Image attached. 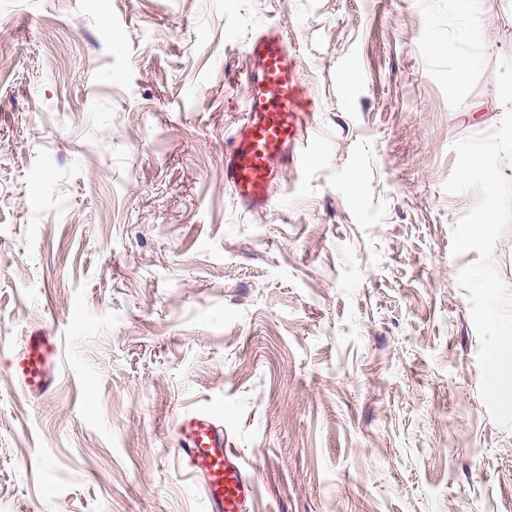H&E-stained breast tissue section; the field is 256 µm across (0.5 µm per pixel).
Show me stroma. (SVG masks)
Returning <instances> with one entry per match:
<instances>
[{
	"mask_svg": "<svg viewBox=\"0 0 512 512\" xmlns=\"http://www.w3.org/2000/svg\"><path fill=\"white\" fill-rule=\"evenodd\" d=\"M474 4L468 43L453 0H0V512H203L173 433L199 407L254 512H512L458 284L478 254L451 253L479 194L443 190L512 100V0ZM269 25L320 147L257 214L224 147ZM31 328L49 395L11 367Z\"/></svg>",
	"mask_w": 512,
	"mask_h": 512,
	"instance_id": "35a3bbf8",
	"label": "stroma"
}]
</instances>
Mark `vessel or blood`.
I'll return each mask as SVG.
<instances>
[{
    "mask_svg": "<svg viewBox=\"0 0 512 512\" xmlns=\"http://www.w3.org/2000/svg\"><path fill=\"white\" fill-rule=\"evenodd\" d=\"M244 112L224 149V184L234 202L259 213L273 199L281 174L296 168L316 144L314 102L285 36L270 28L243 47ZM55 337L31 331L13 367L23 390L42 395L53 389ZM177 452L191 474L204 480L203 512H251L256 481L222 423L200 409L174 424Z\"/></svg>",
    "mask_w": 512,
    "mask_h": 512,
    "instance_id": "obj_1",
    "label": "vessel or blood"
}]
</instances>
